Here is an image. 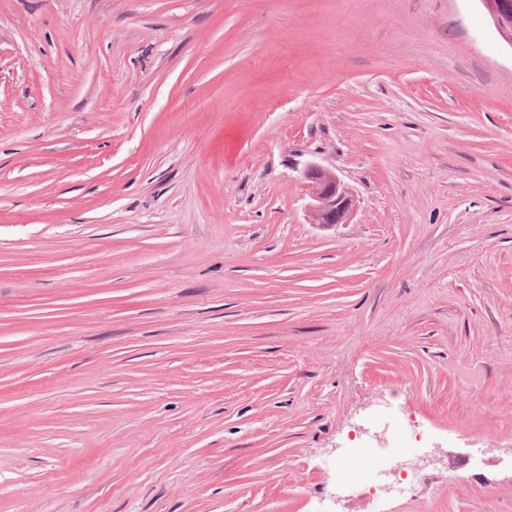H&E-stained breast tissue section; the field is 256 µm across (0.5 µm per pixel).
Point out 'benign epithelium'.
Listing matches in <instances>:
<instances>
[{
	"mask_svg": "<svg viewBox=\"0 0 512 512\" xmlns=\"http://www.w3.org/2000/svg\"><path fill=\"white\" fill-rule=\"evenodd\" d=\"M502 40L512 48V0H481ZM309 189L308 213L312 223L334 226L348 222L354 200L336 173L310 163L301 172Z\"/></svg>",
	"mask_w": 512,
	"mask_h": 512,
	"instance_id": "obj_1",
	"label": "benign epithelium"
}]
</instances>
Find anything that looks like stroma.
<instances>
[{"label":"stroma","mask_w":512,"mask_h":512,"mask_svg":"<svg viewBox=\"0 0 512 512\" xmlns=\"http://www.w3.org/2000/svg\"><path fill=\"white\" fill-rule=\"evenodd\" d=\"M385 392L460 477L373 512H512L480 0H0V512H355ZM301 178L309 189L308 213L312 223L336 226L348 222L355 204L336 173L310 163L302 170Z\"/></svg>","instance_id":"1"}]
</instances>
